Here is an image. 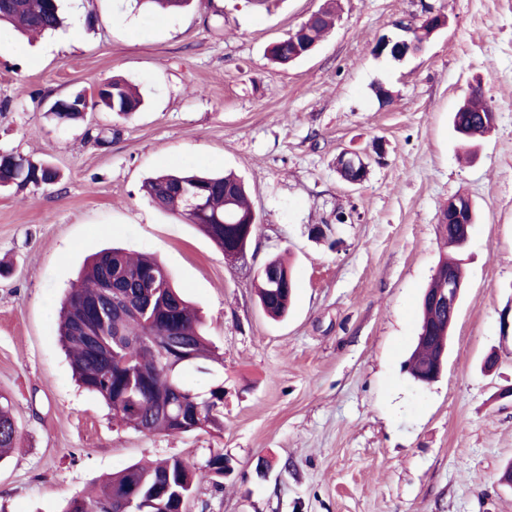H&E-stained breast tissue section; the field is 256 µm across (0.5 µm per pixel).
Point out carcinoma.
<instances>
[{
    "label": "carcinoma",
    "instance_id": "carcinoma-1",
    "mask_svg": "<svg viewBox=\"0 0 512 512\" xmlns=\"http://www.w3.org/2000/svg\"><path fill=\"white\" fill-rule=\"evenodd\" d=\"M333 20L332 7L320 10L312 24L299 26L294 36L276 41L269 49L271 59L288 64L293 39L319 43ZM2 22L22 33L54 31L63 23L62 6L60 0H0ZM142 105L143 98L118 78L89 97V108L105 112L115 108L137 112ZM491 111L492 105L476 87L454 113L453 129L464 136L460 144L466 155H472L474 138L489 132L484 117ZM57 179L58 171L46 161H34L19 153L0 155V190L4 192L30 184L49 187ZM143 191L158 207L196 225L223 251L247 250L259 229L244 184L233 172L161 174L146 179ZM439 227L443 248L440 271L433 275L425 297L441 292L444 272L464 283L459 226L445 221ZM269 265L288 278L283 280V287L276 288L262 269L256 278V292L263 311L279 319L288 315L296 282L282 260L271 259ZM109 272L112 283L118 286L121 311L98 323L91 318V304ZM420 312V331L405 367L415 382L428 385L436 378L444 362L442 353L448 349L449 315L430 308L425 299ZM88 335L97 337L98 348L88 344ZM59 336L81 386L99 396L125 425L144 434L223 428L224 382L216 378L200 389L186 378L191 369L211 373L209 364L220 363V357L205 337L189 301L156 257L114 247L94 254L63 299ZM159 341L183 344L194 361L169 372L157 346ZM17 440L11 403L0 395V453L16 447ZM222 477L224 454L219 451L201 465L180 458L149 466L131 464L102 481L95 495L70 497L62 512H187L196 485L204 479Z\"/></svg>",
    "mask_w": 512,
    "mask_h": 512
}]
</instances>
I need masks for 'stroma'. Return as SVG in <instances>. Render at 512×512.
<instances>
[{"label":"stroma","mask_w":512,"mask_h":512,"mask_svg":"<svg viewBox=\"0 0 512 512\" xmlns=\"http://www.w3.org/2000/svg\"><path fill=\"white\" fill-rule=\"evenodd\" d=\"M324 0H208L147 14L133 0H64L68 30L0 31V154L53 163L59 182L0 193V394L19 444L0 459V512H60L136 462H203L188 512H512V0H338L309 56L268 47ZM435 12L448 19L400 60L376 40ZM121 76L145 98L121 116L56 124L50 103ZM481 87L497 122L459 161L452 112ZM383 144L362 184L336 158ZM231 170L260 226L244 261L156 208L144 180ZM464 194L478 220L446 365L422 387L403 370L440 258L439 218ZM156 256L200 308L224 358L223 430L146 435L82 388L58 310L94 253ZM289 258L284 321L255 274Z\"/></svg>","instance_id":"stroma-1"}]
</instances>
